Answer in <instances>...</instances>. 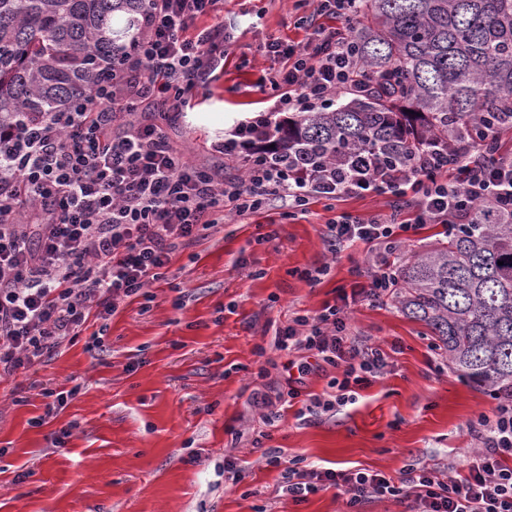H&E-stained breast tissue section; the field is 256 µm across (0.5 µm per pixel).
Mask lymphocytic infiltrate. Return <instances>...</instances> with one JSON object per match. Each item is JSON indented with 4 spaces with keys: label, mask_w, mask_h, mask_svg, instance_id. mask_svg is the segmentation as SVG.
<instances>
[{
    "label": "lymphocytic infiltrate",
    "mask_w": 512,
    "mask_h": 512,
    "mask_svg": "<svg viewBox=\"0 0 512 512\" xmlns=\"http://www.w3.org/2000/svg\"><path fill=\"white\" fill-rule=\"evenodd\" d=\"M360 0H303L301 41L268 39L260 48L282 66L257 83L270 100L240 120L215 151L236 163L237 180L174 149L163 129L137 113L184 112L234 53L224 0H147L139 32L119 67L85 97L55 112L0 127V381L14 377L80 335L88 320L108 321L125 299L142 295L179 246L227 216L245 218L273 200L289 214L313 201L384 197L392 208L362 219L344 212L327 225L333 255L363 243L372 262L365 282L341 303L295 316L275 333L279 351H302L338 374L305 414L333 413L354 403L358 389L384 375L387 353L347 342L352 305L377 304L396 286L393 256L426 224L470 223L479 206L512 212V152L492 158L438 140L402 163L368 151L351 163L280 162L267 146L288 112L335 105L343 94L371 91L360 78L352 37ZM475 438L455 475L408 469L396 479L363 469L304 468L299 458L268 455L282 468L296 502L328 488L344 512L371 498L409 502L411 512H512V400L479 415Z\"/></svg>",
    "instance_id": "obj_1"
}]
</instances>
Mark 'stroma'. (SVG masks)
I'll use <instances>...</instances> for the list:
<instances>
[{"instance_id":"stroma-1","label":"stroma","mask_w":512,"mask_h":512,"mask_svg":"<svg viewBox=\"0 0 512 512\" xmlns=\"http://www.w3.org/2000/svg\"><path fill=\"white\" fill-rule=\"evenodd\" d=\"M302 14L295 0H224L236 50L208 97L164 121L175 147L237 174L213 145L258 108L255 83L279 66L259 46L273 36L303 39L295 26ZM385 207L376 197L332 209L319 201L289 218L273 206L224 223L179 249L148 297L127 299L107 326L90 321L44 363L0 383V512H342L333 487L294 503L265 450L395 478L411 467L444 473L458 464L474 445L469 423L496 401L461 380L426 328L390 298L360 303L351 315L359 339L393 350L388 373L360 390L355 404L299 422L298 410L335 376L330 367L304 376L298 398L277 404L273 426L250 404L262 383L287 390L288 361L304 360L274 349L276 329L294 313L334 303L350 289L353 269L367 265L363 246L332 256L328 222L342 211L366 217ZM270 222L276 237L260 240V225ZM323 265L328 272L317 284L304 279ZM96 331L98 355L86 350ZM47 388L77 394L50 412ZM65 428L69 436L56 443ZM260 428L269 437L255 448L250 440ZM229 465L241 481L228 480Z\"/></svg>"}]
</instances>
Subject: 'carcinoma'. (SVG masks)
Masks as SVG:
<instances>
[{
  "label": "carcinoma",
  "mask_w": 512,
  "mask_h": 512,
  "mask_svg": "<svg viewBox=\"0 0 512 512\" xmlns=\"http://www.w3.org/2000/svg\"><path fill=\"white\" fill-rule=\"evenodd\" d=\"M145 0H0V125L96 86L136 38ZM375 85L280 124L279 159L342 163L370 150L408 158L431 139L512 114V0H363L352 32ZM401 73L389 85L387 72ZM399 311L424 325L467 383L512 397V215L472 224L398 267Z\"/></svg>",
  "instance_id": "1"
}]
</instances>
